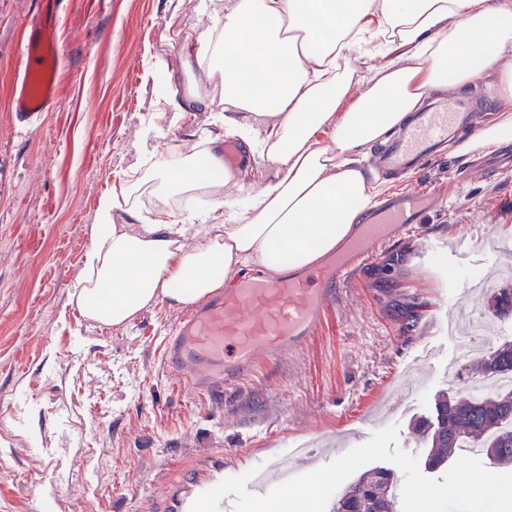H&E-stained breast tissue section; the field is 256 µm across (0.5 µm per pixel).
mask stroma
<instances>
[{
  "label": "stroma",
  "instance_id": "obj_1",
  "mask_svg": "<svg viewBox=\"0 0 512 512\" xmlns=\"http://www.w3.org/2000/svg\"><path fill=\"white\" fill-rule=\"evenodd\" d=\"M33 0H0V503L9 512H174L192 481L241 475L268 455L321 438L357 446L352 433L392 399L384 425L401 449L424 457L412 422L438 394L466 391L470 358L449 337L454 289L474 273L512 266V143L481 156L451 147L413 178L440 206L407 225L342 282L316 335L263 364L238 386L197 392L166 368L180 308L165 302L120 326L85 318L75 282L92 244L100 197L119 191L174 145L223 147L216 107H167L187 83L202 97L219 83L200 58L233 0H64L61 95L19 121L9 110L17 42ZM260 150L225 186L224 205L184 195L174 205L184 241L201 224L239 218L247 198L275 179ZM502 251L492 252L487 238ZM466 252L455 267L451 250ZM427 301L407 323L405 302ZM458 313L490 324L489 351L512 335L486 296Z\"/></svg>",
  "mask_w": 512,
  "mask_h": 512
}]
</instances>
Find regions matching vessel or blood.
<instances>
[{"label": "vessel or blood", "instance_id": "b4317fda", "mask_svg": "<svg viewBox=\"0 0 512 512\" xmlns=\"http://www.w3.org/2000/svg\"><path fill=\"white\" fill-rule=\"evenodd\" d=\"M61 0H39L35 20L18 43L19 67L14 75L10 109L23 120L49 111L59 95L60 55L56 39ZM477 105L467 100L426 109L377 152L376 167L397 179H410L448 131L471 120ZM440 196L412 188L381 204L359 235L346 241L322 264L284 272L275 280L251 268L236 281L181 313L168 338L166 361L179 381L194 389L235 386L273 357L301 349L317 331L336 285L392 237L397 225L419 221ZM277 460H270L248 483L262 496L286 480Z\"/></svg>", "mask_w": 512, "mask_h": 512}]
</instances>
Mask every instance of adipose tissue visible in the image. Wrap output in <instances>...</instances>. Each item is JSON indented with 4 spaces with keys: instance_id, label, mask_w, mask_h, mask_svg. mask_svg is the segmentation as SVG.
<instances>
[{
    "instance_id": "ef3b65f1",
    "label": "adipose tissue",
    "mask_w": 512,
    "mask_h": 512,
    "mask_svg": "<svg viewBox=\"0 0 512 512\" xmlns=\"http://www.w3.org/2000/svg\"><path fill=\"white\" fill-rule=\"evenodd\" d=\"M361 45L388 62L348 106ZM209 49L224 83L225 127L239 129L244 112L276 118L262 149L277 176L235 223L192 247L170 224L134 231L113 223L112 211L135 207L146 183L166 196L201 190L219 197L235 175L207 142L170 147V162L143 170L122 197L102 196L75 284L90 320L119 326L161 301L194 304L250 265L272 276L316 265L379 194L358 155L405 125L427 93L462 90L475 73H487L496 87L494 116L454 150L467 155L512 142V68L498 64L512 53L507 0H235ZM326 125L335 136L316 145L311 133Z\"/></svg>"
}]
</instances>
